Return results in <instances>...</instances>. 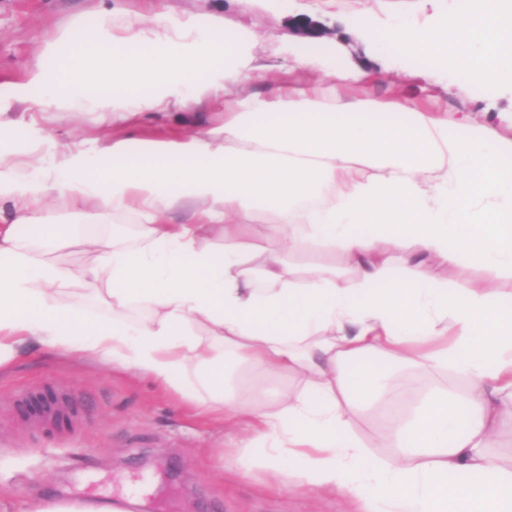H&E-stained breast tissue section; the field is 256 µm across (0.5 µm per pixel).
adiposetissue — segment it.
Masks as SVG:
<instances>
[{
	"label": "adipose tissue",
	"instance_id": "adipose-tissue-1",
	"mask_svg": "<svg viewBox=\"0 0 512 512\" xmlns=\"http://www.w3.org/2000/svg\"><path fill=\"white\" fill-rule=\"evenodd\" d=\"M356 22L402 56L512 82V0H471L426 27L381 32L368 12ZM251 40L210 17L155 10L117 31L101 15L92 29L42 44L47 58L66 44L86 52L54 80L33 71L17 100L128 123L261 78ZM3 136L19 149H0V200L19 209L0 224V365L48 346L190 392L200 413L243 421L245 469L294 477L345 498L353 512H512V462L496 450L512 431V292L495 286L512 272V140L467 113L451 122L407 98L384 111L369 97L329 108L302 85L234 100L223 125L148 144L151 163L124 140L62 149L29 125L0 126ZM51 196L137 212L136 243L96 242L83 224L33 223ZM258 209L275 214L268 234L278 248L257 271L240 239ZM178 210L188 221L168 223ZM216 228L219 251L203 245ZM64 240L95 247L81 274L34 254ZM310 241L341 251L354 276L298 275L284 258ZM463 261L477 279L436 283L433 264ZM76 283L95 286L116 313L139 303L153 313L91 320L59 302ZM199 323L209 335L196 333ZM229 358L298 386L266 410L241 404L226 392ZM381 360L450 372L464 386L435 390L408 416L411 385H391ZM375 401L390 410L384 457L350 432Z\"/></svg>",
	"mask_w": 512,
	"mask_h": 512
}]
</instances>
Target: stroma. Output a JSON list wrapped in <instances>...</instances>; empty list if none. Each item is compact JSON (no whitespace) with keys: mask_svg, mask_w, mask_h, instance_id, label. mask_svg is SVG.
Returning a JSON list of instances; mask_svg holds the SVG:
<instances>
[{"mask_svg":"<svg viewBox=\"0 0 512 512\" xmlns=\"http://www.w3.org/2000/svg\"><path fill=\"white\" fill-rule=\"evenodd\" d=\"M460 0H263L241 8L238 0H0V95L11 96L32 70L59 72L62 59L41 57L40 45L56 31L108 12L114 26L130 15L158 8L172 17L216 18L227 27L249 31L251 53L270 65L268 79L240 88V95H269L288 81L317 86L326 104L337 91L323 73L302 67L289 47L321 43L337 63L360 72L346 91L368 92L380 104L412 98L422 106L467 112L494 135L512 139V89L466 79L451 69L419 74L418 63L395 56L386 46L367 43L345 23L348 15L371 9L410 22H426L459 6ZM317 27L302 34L299 18ZM8 120L43 127L57 141L88 147L125 139L131 149L219 125L224 99L201 101L187 109L149 113L135 126L113 123L108 112H58L46 119L38 107L14 104ZM94 205L73 210L64 200L49 201L36 217L40 224L77 221L100 236L133 243L139 217L114 213L98 219ZM65 395L72 427L39 430L29 424L28 400ZM239 436L232 422L196 411L179 395L147 377L47 348L0 367V512H38L57 499L84 503L138 498L134 512H347L340 497L285 483L271 487L259 470L244 472L233 446Z\"/></svg>","mask_w":512,"mask_h":512,"instance_id":"stroma-1","label":"stroma"}]
</instances>
